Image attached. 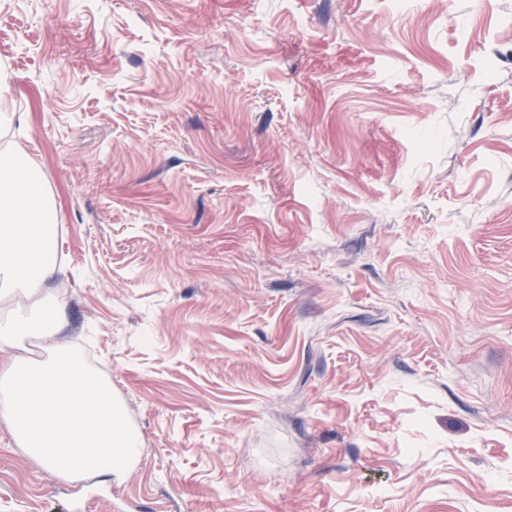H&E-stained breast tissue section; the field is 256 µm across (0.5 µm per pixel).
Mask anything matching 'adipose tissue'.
<instances>
[{
	"label": "adipose tissue",
	"instance_id": "ef3b65f1",
	"mask_svg": "<svg viewBox=\"0 0 512 512\" xmlns=\"http://www.w3.org/2000/svg\"><path fill=\"white\" fill-rule=\"evenodd\" d=\"M55 202L20 149L0 151V417L15 443L54 475L124 476L142 439L112 385L43 314L59 274Z\"/></svg>",
	"mask_w": 512,
	"mask_h": 512
}]
</instances>
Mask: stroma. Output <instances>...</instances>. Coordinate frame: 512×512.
I'll use <instances>...</instances> for the list:
<instances>
[{"label": "stroma", "instance_id": "1", "mask_svg": "<svg viewBox=\"0 0 512 512\" xmlns=\"http://www.w3.org/2000/svg\"><path fill=\"white\" fill-rule=\"evenodd\" d=\"M0 103L143 441L84 512H512V0H0Z\"/></svg>", "mask_w": 512, "mask_h": 512}]
</instances>
